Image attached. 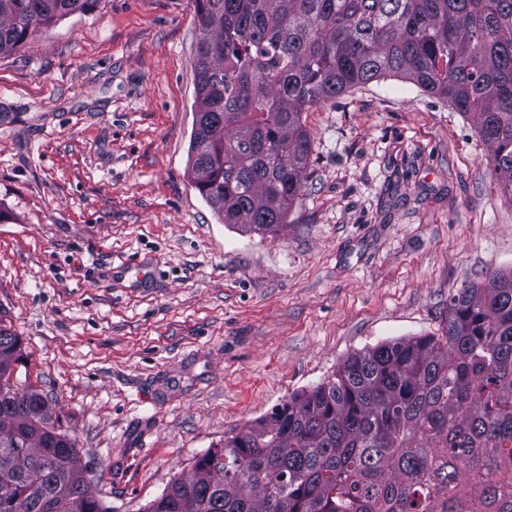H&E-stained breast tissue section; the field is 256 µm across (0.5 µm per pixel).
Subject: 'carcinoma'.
Here are the masks:
<instances>
[{
	"label": "carcinoma",
	"mask_w": 512,
	"mask_h": 512,
	"mask_svg": "<svg viewBox=\"0 0 512 512\" xmlns=\"http://www.w3.org/2000/svg\"><path fill=\"white\" fill-rule=\"evenodd\" d=\"M99 0H0V55ZM195 188L275 235L302 196L303 112L401 77L471 116L512 201V0H194ZM0 512H112L0 318ZM140 512H512V270L461 288L441 333L348 355L224 432Z\"/></svg>",
	"instance_id": "cac0c4a2"
}]
</instances>
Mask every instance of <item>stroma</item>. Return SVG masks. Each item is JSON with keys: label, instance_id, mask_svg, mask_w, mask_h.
Listing matches in <instances>:
<instances>
[{"label": "stroma", "instance_id": "1", "mask_svg": "<svg viewBox=\"0 0 512 512\" xmlns=\"http://www.w3.org/2000/svg\"><path fill=\"white\" fill-rule=\"evenodd\" d=\"M199 38L193 0H99L0 56V309L112 512L512 269L475 122L398 77L304 112L277 235L221 223L188 170Z\"/></svg>", "mask_w": 512, "mask_h": 512}]
</instances>
